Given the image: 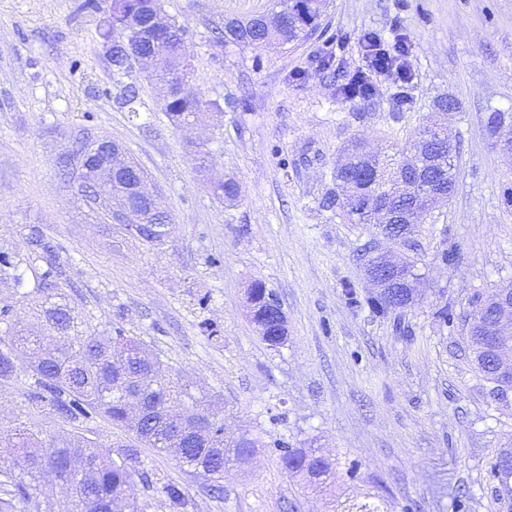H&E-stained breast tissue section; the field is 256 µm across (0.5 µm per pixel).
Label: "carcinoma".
<instances>
[{
  "instance_id": "carcinoma-1",
  "label": "carcinoma",
  "mask_w": 512,
  "mask_h": 512,
  "mask_svg": "<svg viewBox=\"0 0 512 512\" xmlns=\"http://www.w3.org/2000/svg\"><path fill=\"white\" fill-rule=\"evenodd\" d=\"M323 0H294L291 12H278L244 20H230L218 32L215 43L246 44L256 48L277 44L294 45L318 29ZM78 10L99 15V43L109 47L103 57L112 76L120 77L140 64L144 57L162 53L166 64L150 76L169 80L172 71L191 58L183 39V27L166 18L170 38L162 47L147 36L152 8L148 0H81ZM161 110L172 124L201 121L219 105L201 96L189 99L173 94ZM418 140L406 147L401 159L368 158L361 146L344 150L334 172L335 189L322 199L326 210L341 209L352 224L379 225L393 216L414 209V198L392 197V182L405 175L402 164L412 156ZM222 200L237 197L235 181L212 184ZM56 267L45 259V269L36 274L37 284L27 293L31 309L41 322L42 333L15 329L0 347V380L26 378L28 402L47 416L68 424L96 417L133 434L135 439L175 458L179 466L213 481L224 480L230 465H243L258 441L254 438L224 440V415L211 403L165 375L161 360L149 354L134 338L117 332L101 336L92 326L78 322L66 297L51 294L56 288ZM372 307L387 315L410 306L383 292L368 299ZM254 323L278 326V312L260 308L251 316ZM472 362L483 377L495 382L498 367L488 365L490 353L480 337L468 328ZM0 447L10 455L0 463V512H38L39 497L46 481L68 493L75 512H138L127 489L136 469L112 460V451L75 433L45 448L36 433L20 423ZM286 473L303 486L323 485L333 478L334 462L317 448L287 449L281 456Z\"/></svg>"
}]
</instances>
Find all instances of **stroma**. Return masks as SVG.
Returning a JSON list of instances; mask_svg holds the SVG:
<instances>
[{"label":"stroma","mask_w":512,"mask_h":512,"mask_svg":"<svg viewBox=\"0 0 512 512\" xmlns=\"http://www.w3.org/2000/svg\"><path fill=\"white\" fill-rule=\"evenodd\" d=\"M272 2L163 0L192 38L188 92L222 106L180 128L144 70L112 81L97 18L79 0H0V251L14 255L0 272V336L35 323L26 294L43 264L27 240L40 233L56 248L57 284L76 314L91 315L101 334L141 339L173 380L212 395L227 436L259 440L219 493L108 420L81 424L113 457L136 447L130 495L140 512H171L162 491L171 482L187 512H329L368 501L384 512H512V476L488 471L512 456V395H491L462 321L475 295L512 286V158L484 125L489 112H512V0H327L306 41L214 44L228 19ZM369 32L405 34L413 76L400 85L375 77L369 100H348L338 76L360 62ZM127 84L139 91L135 118L118 103ZM446 96L460 104L451 120L459 175L411 246L322 208L351 141L400 153ZM88 129L125 147L172 211L159 245H142L61 180L60 156ZM199 143L213 177L237 182L235 201L214 197L197 175ZM372 243L414 260L421 275L415 303L394 316L352 308L343 293L348 283L370 290L362 253ZM446 250L453 263L442 262ZM257 281L287 319L276 349L247 316ZM445 305L456 316L448 325L435 317ZM313 442L336 461L323 490L281 465L284 447Z\"/></svg>","instance_id":"35a3bbf8"}]
</instances>
